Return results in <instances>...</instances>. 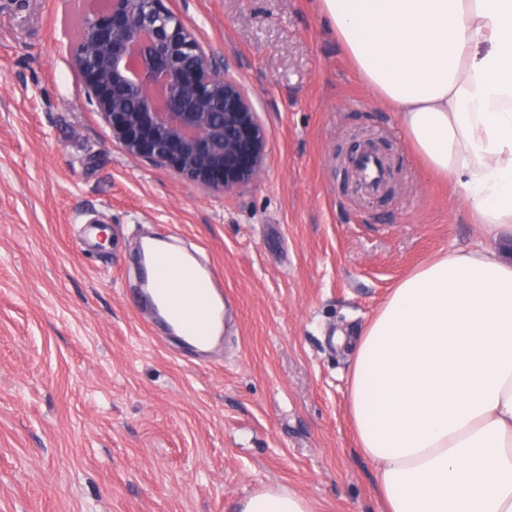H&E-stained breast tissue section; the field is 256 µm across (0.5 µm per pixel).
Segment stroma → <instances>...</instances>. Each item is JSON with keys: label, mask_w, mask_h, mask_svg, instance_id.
Masks as SVG:
<instances>
[{"label": "stroma", "mask_w": 512, "mask_h": 512, "mask_svg": "<svg viewBox=\"0 0 512 512\" xmlns=\"http://www.w3.org/2000/svg\"><path fill=\"white\" fill-rule=\"evenodd\" d=\"M245 89L261 171L224 191L133 160L74 62L62 0H0V512H235L274 486L313 512H382L336 331L408 272L482 242L305 0H162ZM381 138L391 194L336 157ZM224 280L209 360L155 331L140 240Z\"/></svg>", "instance_id": "obj_1"}]
</instances>
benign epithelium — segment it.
I'll return each instance as SVG.
<instances>
[{
    "label": "benign epithelium",
    "instance_id": "benign-epithelium-1",
    "mask_svg": "<svg viewBox=\"0 0 512 512\" xmlns=\"http://www.w3.org/2000/svg\"><path fill=\"white\" fill-rule=\"evenodd\" d=\"M74 64L130 157L226 190L259 171L252 102L162 0H86Z\"/></svg>",
    "mask_w": 512,
    "mask_h": 512
}]
</instances>
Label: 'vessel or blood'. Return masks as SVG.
<instances>
[{"label":"vessel or blood","instance_id":"vessel-or-blood-1","mask_svg":"<svg viewBox=\"0 0 512 512\" xmlns=\"http://www.w3.org/2000/svg\"><path fill=\"white\" fill-rule=\"evenodd\" d=\"M368 191L382 189L388 171L380 155L358 161ZM144 270L156 327L206 357L224 335V281L205 264H194L186 253L155 245L144 252Z\"/></svg>","mask_w":512,"mask_h":512}]
</instances>
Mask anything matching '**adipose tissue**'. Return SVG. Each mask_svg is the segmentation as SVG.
Returning <instances> with one entry per match:
<instances>
[{"instance_id": "obj_1", "label": "adipose tissue", "mask_w": 512, "mask_h": 512, "mask_svg": "<svg viewBox=\"0 0 512 512\" xmlns=\"http://www.w3.org/2000/svg\"><path fill=\"white\" fill-rule=\"evenodd\" d=\"M484 245L438 253L355 335L349 418L384 512H512V0H313ZM237 512H311L270 488Z\"/></svg>"}]
</instances>
